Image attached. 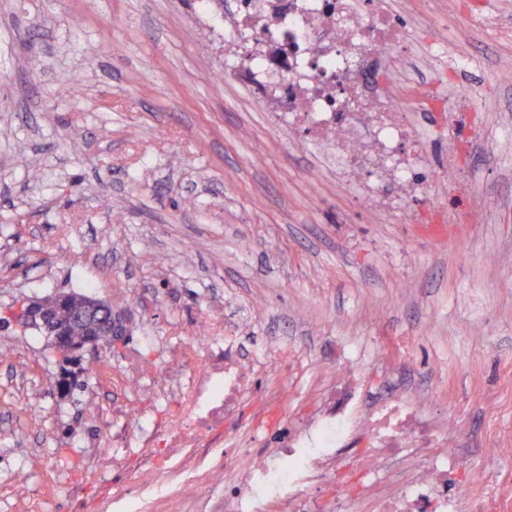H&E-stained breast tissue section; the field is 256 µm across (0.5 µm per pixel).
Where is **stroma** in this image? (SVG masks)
<instances>
[{
	"mask_svg": "<svg viewBox=\"0 0 512 512\" xmlns=\"http://www.w3.org/2000/svg\"><path fill=\"white\" fill-rule=\"evenodd\" d=\"M419 34L481 59L449 73L478 132L448 184L427 194L439 221L376 215L338 191L309 135L278 123L224 57V27L197 0H0V318L25 298L89 292L129 315L96 358L211 307L246 354L293 350L262 376L286 391L296 431L321 400L315 376L360 351L367 391L429 395L462 424L460 473L493 466L512 512V0H393ZM492 14L494 29L464 22ZM46 336L0 327V473L86 460L78 390L30 416L21 392L54 383Z\"/></svg>",
	"mask_w": 512,
	"mask_h": 512,
	"instance_id": "obj_1",
	"label": "stroma"
}]
</instances>
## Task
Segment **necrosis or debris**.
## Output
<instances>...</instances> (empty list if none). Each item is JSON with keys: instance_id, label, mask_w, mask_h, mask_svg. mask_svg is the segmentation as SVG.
Masks as SVG:
<instances>
[{"instance_id": "obj_1", "label": "necrosis or debris", "mask_w": 512, "mask_h": 512, "mask_svg": "<svg viewBox=\"0 0 512 512\" xmlns=\"http://www.w3.org/2000/svg\"><path fill=\"white\" fill-rule=\"evenodd\" d=\"M224 49L242 57L248 84L279 122L307 131L335 160L340 189L356 185L364 207L388 213L426 187L432 155L392 88L407 50L428 78L425 111L468 141L463 114L448 110L449 69L473 57L438 36L417 42L389 0H227ZM194 336L170 337L153 365L130 349L113 373L89 367L84 475L58 471L64 497H24L29 512H345L349 480L379 512H458L481 473L461 479L456 428L437 423L416 396L364 405L355 353L325 372L326 396L303 430L269 414L285 399L262 390L267 362L241 358L222 314ZM274 442L270 451L244 438Z\"/></svg>"}]
</instances>
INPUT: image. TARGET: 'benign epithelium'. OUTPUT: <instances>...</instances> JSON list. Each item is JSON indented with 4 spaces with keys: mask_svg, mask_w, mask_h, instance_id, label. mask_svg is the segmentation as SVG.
<instances>
[{
    "mask_svg": "<svg viewBox=\"0 0 512 512\" xmlns=\"http://www.w3.org/2000/svg\"><path fill=\"white\" fill-rule=\"evenodd\" d=\"M70 303V297L64 292H57L40 299H28L18 313L11 314L23 328H33L51 341L60 362L68 366H78L84 355L98 346V337H119L126 335L127 318L121 311L101 299L85 297L82 310L74 319L86 325V333L81 340H72L69 336L70 325L58 320L56 311Z\"/></svg>",
    "mask_w": 512,
    "mask_h": 512,
    "instance_id": "benign-epithelium-1",
    "label": "benign epithelium"
}]
</instances>
